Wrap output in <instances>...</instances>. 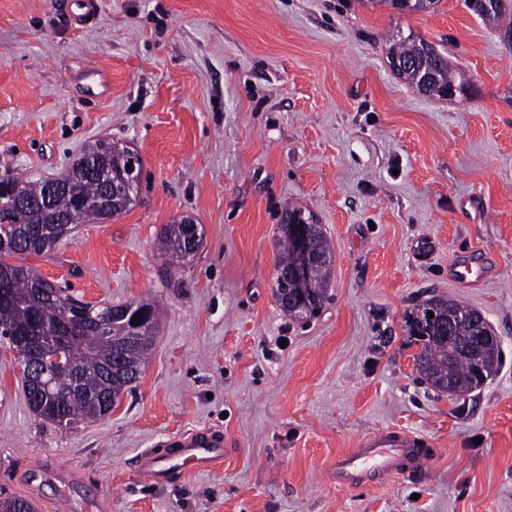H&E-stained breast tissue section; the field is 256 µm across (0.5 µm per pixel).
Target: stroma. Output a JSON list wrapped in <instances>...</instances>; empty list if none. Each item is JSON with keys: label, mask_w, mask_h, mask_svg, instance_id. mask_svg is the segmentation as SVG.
<instances>
[{"label": "stroma", "mask_w": 512, "mask_h": 512, "mask_svg": "<svg viewBox=\"0 0 512 512\" xmlns=\"http://www.w3.org/2000/svg\"><path fill=\"white\" fill-rule=\"evenodd\" d=\"M0 0V173L66 174L109 138L142 158L138 200L30 257L103 307L159 310L152 356L101 420L62 430L29 410L0 352V491L58 512L33 470L72 471L74 507L107 512H512V18L467 0L424 12L376 0ZM430 41L467 96L430 98L391 70L393 39ZM107 73L100 94L81 70ZM313 214L333 249L329 298L304 321L275 301L276 228ZM191 217L200 249L166 268L162 225ZM488 275H448L468 251ZM441 295L480 311L502 364L460 400L414 366L404 318ZM210 428L234 448L176 483L135 459ZM425 437L417 473L339 486L337 455L382 429Z\"/></svg>", "instance_id": "1"}]
</instances>
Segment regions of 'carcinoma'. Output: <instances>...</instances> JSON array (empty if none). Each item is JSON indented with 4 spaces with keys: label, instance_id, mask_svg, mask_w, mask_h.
Here are the masks:
<instances>
[{
    "label": "carcinoma",
    "instance_id": "carcinoma-1",
    "mask_svg": "<svg viewBox=\"0 0 512 512\" xmlns=\"http://www.w3.org/2000/svg\"><path fill=\"white\" fill-rule=\"evenodd\" d=\"M385 3L398 10L426 11L435 0H369ZM390 56L410 62V66L397 71V75L416 88L424 78L430 86L428 96H442L445 87L457 82L448 59L435 51L434 45L422 38L407 36L394 41ZM127 145L99 139L85 145L82 153L92 158V172L48 180H22L14 177L6 182L5 190L21 211L13 216L0 212V289H10L14 302L0 301V331L11 330L21 336H41L40 320L55 309L69 307V324L58 335L66 340L68 370L58 372L50 379L49 393H33L28 399L31 410L41 420L60 429L83 420H97L104 416V401L117 400L126 387L136 381L149 355L156 334L158 312L149 303H128L135 310H144L147 317L138 325L139 334L131 333V316L120 312L124 305L104 309L116 313L112 320V339L104 340L97 332L96 322L82 316L83 302L66 295L52 297L53 285L34 268L9 262L11 258H24L48 254L58 243L70 235L76 225L70 223L72 213L81 202L105 199L106 184L103 175H117L124 164ZM309 234L320 261L312 268L310 280V308L304 313L288 309L284 303L281 279H276L275 300L289 316L304 319L315 315L327 298V286L333 263L330 243L319 225L308 216ZM186 218L163 225L157 237V249L168 266L178 265L186 259L184 226ZM283 252L277 262L279 273H284L293 261V250L288 236V224L277 225ZM434 305L441 317L452 310L460 315L451 327V339L423 336L417 330V316L422 308ZM473 309L451 299L432 297L422 301L406 316V326L414 343L421 344L415 356L416 367L422 379L435 390L464 397L482 386L484 379L495 374L501 363V349L484 354V378L474 374L473 355L465 349L471 335L466 315ZM0 512H34L31 501L21 497L0 496Z\"/></svg>",
    "mask_w": 512,
    "mask_h": 512
}]
</instances>
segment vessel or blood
Returning a JSON list of instances; mask_svg holds the SVG:
<instances>
[{"label":"vessel or blood","instance_id":"obj_1","mask_svg":"<svg viewBox=\"0 0 512 512\" xmlns=\"http://www.w3.org/2000/svg\"><path fill=\"white\" fill-rule=\"evenodd\" d=\"M452 276L459 283L475 286L485 278L482 265L469 258L456 263ZM425 441L417 434L407 431H376L362 438L356 448L338 457L331 466L337 483L346 484L359 480L370 470L389 475L402 473L406 468L419 467ZM227 453L221 434L205 429H194L177 435L165 448H147L140 452L138 468L148 482L161 485L175 475L208 471L223 463ZM36 481L53 482L59 490L62 512H70L72 505L68 495L72 475L60 468L38 469Z\"/></svg>","mask_w":512,"mask_h":512}]
</instances>
